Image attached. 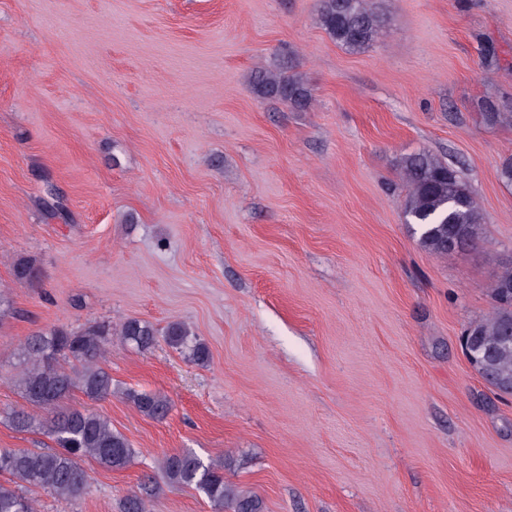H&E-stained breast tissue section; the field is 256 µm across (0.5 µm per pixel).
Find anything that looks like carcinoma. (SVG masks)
I'll use <instances>...</instances> for the list:
<instances>
[{
    "label": "carcinoma",
    "mask_w": 512,
    "mask_h": 512,
    "mask_svg": "<svg viewBox=\"0 0 512 512\" xmlns=\"http://www.w3.org/2000/svg\"><path fill=\"white\" fill-rule=\"evenodd\" d=\"M318 21L337 44L362 52L375 43L386 16L368 0H319ZM295 67L294 60L284 56L273 69L255 70L256 93L295 109L307 108L311 88L302 75L292 72ZM401 169L408 188L406 223L418 226L426 250L447 255L475 239L483 215L458 168L419 151L403 156ZM492 296L496 303L493 315L472 323L465 343L473 350L471 364L481 377L506 392L512 387V267L498 277ZM114 335L140 350L151 349L161 335L195 363L203 365L209 360L208 348L181 322L169 324L161 333L147 322L127 319L116 326L93 324L77 332L54 327L27 336L21 346L19 386L29 405L50 414L47 433L56 447L0 449V476H8L7 482L0 483V512H34L33 501L14 487L18 482L72 500L90 487L85 461L112 470L133 462L135 450L121 433L112 430L107 418L86 408L60 406L75 389L92 400L112 396V376L100 366V359ZM125 397L153 420H163L171 411L167 397L157 393L128 390ZM8 421L18 431L36 427L35 416L23 408L13 411ZM162 472L167 483L203 494L214 512H264L258 496L236 492L224 482V464L207 461L193 451L165 456ZM160 490L155 476H144L137 490L123 499L122 512H149Z\"/></svg>",
    "instance_id": "1"
}]
</instances>
